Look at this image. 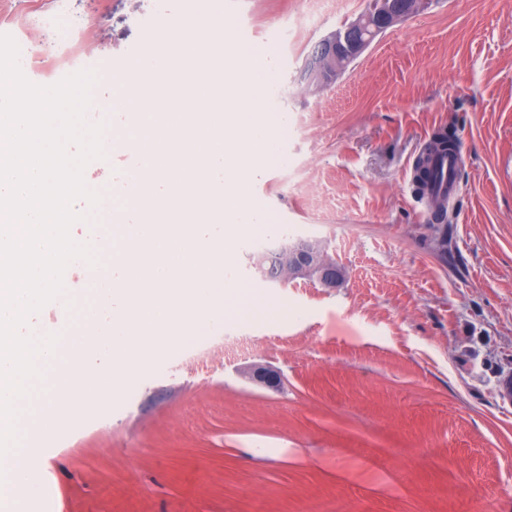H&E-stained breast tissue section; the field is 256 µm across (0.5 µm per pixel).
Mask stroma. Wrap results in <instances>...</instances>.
Masks as SVG:
<instances>
[{"mask_svg": "<svg viewBox=\"0 0 512 512\" xmlns=\"http://www.w3.org/2000/svg\"><path fill=\"white\" fill-rule=\"evenodd\" d=\"M267 64L282 164L246 189L265 221L231 260L251 315L226 343L157 357L41 443L30 512H512V0H432L335 82L302 75L312 46L366 0H223ZM189 0H0L21 68L52 85L94 70L86 117L189 15ZM454 127L466 161L432 225L413 168ZM135 157L85 169L118 196ZM315 237L341 287L273 286L253 258ZM280 377L251 381L252 367Z\"/></svg>", "mask_w": 512, "mask_h": 512, "instance_id": "1", "label": "stroma"}]
</instances>
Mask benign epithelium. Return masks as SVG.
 Returning <instances> with one entry per match:
<instances>
[{
  "label": "benign epithelium",
  "instance_id": "benign-epithelium-1",
  "mask_svg": "<svg viewBox=\"0 0 512 512\" xmlns=\"http://www.w3.org/2000/svg\"><path fill=\"white\" fill-rule=\"evenodd\" d=\"M429 0H370L354 21L319 40L309 52L304 75L311 82L335 81L376 36L392 24L427 9ZM256 273L267 282L285 284L310 278L325 288L345 282L344 268L328 256L325 244L315 238L283 239L260 254Z\"/></svg>",
  "mask_w": 512,
  "mask_h": 512
}]
</instances>
